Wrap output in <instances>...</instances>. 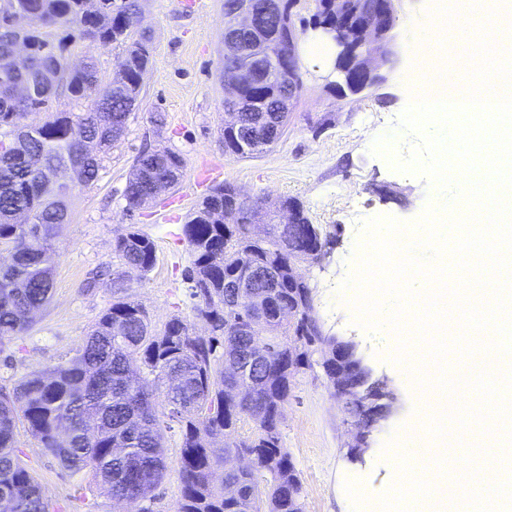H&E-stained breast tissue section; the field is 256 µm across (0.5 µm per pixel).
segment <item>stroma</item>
<instances>
[{"instance_id":"stroma-1","label":"stroma","mask_w":512,"mask_h":512,"mask_svg":"<svg viewBox=\"0 0 512 512\" xmlns=\"http://www.w3.org/2000/svg\"><path fill=\"white\" fill-rule=\"evenodd\" d=\"M437 0H402L396 29L399 60L382 85L354 99H337L331 54L312 57L301 50L304 88L288 129L269 150L238 157L224 150V0H145L144 24L152 36V56L143 75L141 106L127 132L105 156L95 181H71L68 222L55 240L54 290L33 326L0 344V387H12L24 374L71 356L88 328L112 302L113 281L128 286L155 325L170 316L192 317L186 273L193 256L182 226L217 183L237 186L244 197L270 201L292 197L303 203L311 223L337 234L321 262H304L300 273L312 288L314 315L325 331L355 341L374 377L385 379L395 398L394 414L370 437L359 458L348 451L351 418L337 399L320 360L290 385L279 432L300 475L304 512H387L399 492L412 484L437 457L468 459L470 490H478L502 469L488 470L506 440L512 418L471 422L457 432L452 447H442L430 431L434 421L422 396L429 379L408 364L410 341L395 330L365 329L354 302L353 258L364 240V225L393 217L414 226L427 206L440 217L470 215L465 197L418 174L398 171L393 160L418 145V135L401 128L398 118L411 94L414 25L446 19L449 30L474 29L470 0H459L442 17ZM164 125H156L157 115ZM162 145L181 154L186 166L179 183L153 205L126 216L123 190L135 157L144 147ZM156 245V263L147 276L128 272L112 251V241L127 224ZM103 271L94 290H86L89 271ZM25 460L42 485L50 512H173L181 496L178 476L180 438L165 443L168 470L154 499L142 506L121 505L92 486L76 489L58 460L26 430L16 434Z\"/></svg>"}]
</instances>
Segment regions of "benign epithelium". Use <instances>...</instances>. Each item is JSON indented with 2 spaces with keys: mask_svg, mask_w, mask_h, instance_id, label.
<instances>
[{
  "mask_svg": "<svg viewBox=\"0 0 512 512\" xmlns=\"http://www.w3.org/2000/svg\"><path fill=\"white\" fill-rule=\"evenodd\" d=\"M298 0H265V13L273 18L288 17V40L299 42L300 35L307 32L330 41L336 47L334 72L336 91L342 95H353L369 91L387 79L397 57L395 29L397 26L396 2L398 0H328L322 9L324 14L312 15L310 29H298L292 13ZM252 41L255 44L248 55L235 61L228 55L224 66V130L237 131L240 127L237 103L242 98L244 75L253 73L269 84L288 89V99L283 101V110L290 109L296 95L302 92L304 83L299 65V54H284L279 51L280 32L268 37L260 35L256 26L254 0H237L231 23L224 27V48ZM264 208L279 214L280 223L294 226L299 224L300 213L277 201ZM256 273L249 269L239 272V278L228 282V287L237 289L241 295L252 287ZM277 318L288 322L290 326H300L303 331L294 338L296 347L288 350L293 357L301 345L299 337L306 330H323L319 321L309 314L303 305L277 313ZM336 363L343 368L336 370L333 377L336 394L352 409L353 438L356 442L350 446L351 453L362 456L368 449V440L381 422L392 414L393 397L386 391L382 381L373 382L378 389V401L368 397V386L358 379L362 373L371 377L370 368L358 345L351 341L335 337Z\"/></svg>",
  "mask_w": 512,
  "mask_h": 512,
  "instance_id": "7a95c632",
  "label": "benign epithelium"
}]
</instances>
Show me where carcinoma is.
I'll use <instances>...</instances> for the list:
<instances>
[{
  "instance_id": "obj_1",
  "label": "carcinoma",
  "mask_w": 512,
  "mask_h": 512,
  "mask_svg": "<svg viewBox=\"0 0 512 512\" xmlns=\"http://www.w3.org/2000/svg\"><path fill=\"white\" fill-rule=\"evenodd\" d=\"M27 14L29 27L16 31L0 24V246L14 258L0 265V343L27 330L50 300L53 290V242L67 221L63 190L46 170L71 169L79 181H94L101 152L125 134L129 104L141 94V72L150 62V39L134 28L138 0H0V10ZM123 47L111 80L103 85L96 63L66 68V41L72 37ZM35 48L30 70L9 65L15 44ZM34 80L32 91L19 97L17 85ZM66 93L72 100L92 99L85 112L51 106ZM238 135H223L225 152L241 157L262 153L279 142L282 93L259 80L250 82ZM29 112H45L34 127L20 122ZM248 150H241L240 143ZM183 157L156 146L135 158L123 192L124 211L132 213L155 201L154 186L174 187L183 174ZM219 186L190 213L183 235L193 255L188 280L195 318L211 324L212 334L199 336L194 323L179 314L162 327L119 286L112 304L84 336L73 355L56 365L25 374L10 390L0 389V512H48L40 482L23 462L16 445L17 424L72 476L114 499L134 504L152 496L164 480L167 431H181L179 478L182 494L174 512H303L299 499L288 498V484H302L287 449L280 445L277 417L288 400V325L267 313L265 338L276 342L270 359L252 363V336H235L239 320L250 317L248 300L226 306L224 279L245 267L271 265L277 277L258 279L254 292L282 307L297 302L291 271L300 254L289 243L302 240L280 224L268 225V241H251L253 207L240 210L234 232L224 236V195ZM29 213L31 223L15 215ZM113 252L126 266L149 273L156 261L153 240L130 224L116 235ZM321 343L322 365L336 374L335 341ZM249 367L250 398L233 403L227 385ZM247 417L256 423L249 438L238 434ZM255 454L259 470L270 479L261 487L246 473L225 471L227 455ZM224 478L215 482V474Z\"/></svg>"
}]
</instances>
